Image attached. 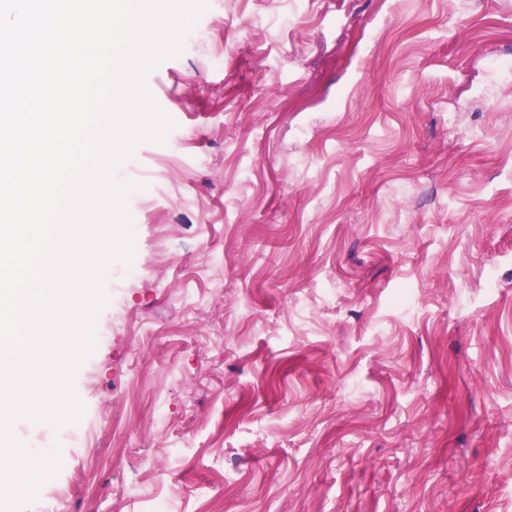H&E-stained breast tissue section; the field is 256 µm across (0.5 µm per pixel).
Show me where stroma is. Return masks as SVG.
<instances>
[{
    "mask_svg": "<svg viewBox=\"0 0 512 512\" xmlns=\"http://www.w3.org/2000/svg\"><path fill=\"white\" fill-rule=\"evenodd\" d=\"M145 87L27 512H512V0H206Z\"/></svg>",
    "mask_w": 512,
    "mask_h": 512,
    "instance_id": "stroma-1",
    "label": "stroma"
}]
</instances>
